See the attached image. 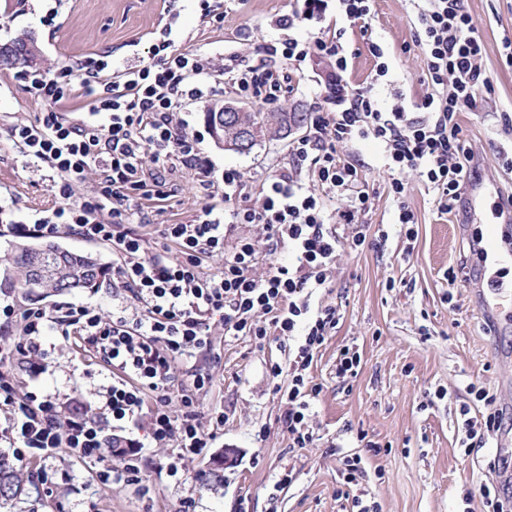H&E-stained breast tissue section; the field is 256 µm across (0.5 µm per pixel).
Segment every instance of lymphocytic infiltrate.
Returning a JSON list of instances; mask_svg holds the SVG:
<instances>
[{
  "label": "lymphocytic infiltrate",
  "instance_id": "f902f5d3",
  "mask_svg": "<svg viewBox=\"0 0 512 512\" xmlns=\"http://www.w3.org/2000/svg\"><path fill=\"white\" fill-rule=\"evenodd\" d=\"M422 2L413 43L423 59L424 92L409 105L389 110L377 97L374 81L345 82L350 57L344 32L333 21L338 15L359 28L378 60L376 79L386 77L384 50L371 39L374 0H296L291 11L271 19V33L257 49L260 63L231 48L220 67L214 56L182 47L180 12L170 4L147 59L117 67L101 53L87 57L76 71L64 66L50 75H28L45 109L35 121L15 125L12 138L26 156L48 163L55 195L65 204L35 212L31 222L11 230L22 238L49 240L65 232L111 245L119 257L112 277L142 312L130 320L110 319L83 305L20 311L12 295L0 292V330L21 326L12 346L0 348V412L8 417L7 440L20 463L46 460L67 448L95 470L100 482L118 486L142 483L147 466L137 439H124L121 459L113 461L87 410H63L52 396L34 391L18 394L14 366L23 362L31 374L42 373V338L50 332L80 339L117 373L107 391L108 413L133 424L149 415L152 441L171 442L177 449L165 465L171 477L185 461L200 456L224 426L223 413L205 420L197 407L196 396L211 385V375L199 368L184 380L176 375L179 362L210 347L213 323L233 338L263 341L274 332L300 336L289 365L271 364L270 372L288 378L275 391L288 403L283 422L293 447L312 442L308 413L318 390L308 371L338 318L333 307L311 309L310 298L325 286L342 247L365 244V217L376 198L365 188L358 166L339 158L338 144L371 140L382 147L385 189L399 223L416 221L401 179L407 170L418 173L438 212L452 211L470 176L471 152L459 136V114L494 90L482 66L484 43L464 0ZM314 55L329 59L334 69L330 103L318 107L308 133L293 143L287 167L262 181L253 204H241L242 174L227 169L218 176L207 168L200 141L187 133L181 114L220 83L264 105L279 104L293 78L302 76L303 62ZM79 94L91 97L92 105L89 117L74 120L69 112ZM148 154L171 171H193L208 199L192 223L162 225L161 236L176 248L171 258L150 254L140 231L152 216L166 213L177 193L170 179L144 167ZM302 167L316 190L298 180ZM91 172L97 176L95 191L77 197ZM333 198L336 209H327ZM142 200L154 202V210L139 208ZM238 224L263 225L265 236L239 239L225 251L224 240ZM339 224L353 226L354 235L340 236ZM281 248L288 249V262L258 273L261 256ZM216 253L224 256L223 270L205 272V258ZM175 391L181 398L176 415L166 408ZM476 398L489 412L482 420L464 419L465 448L483 447L503 421L492 396L480 390Z\"/></svg>",
  "mask_w": 512,
  "mask_h": 512
}]
</instances>
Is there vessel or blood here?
Segmentation results:
<instances>
[{
	"label": "vessel or blood",
	"mask_w": 512,
	"mask_h": 512,
	"mask_svg": "<svg viewBox=\"0 0 512 512\" xmlns=\"http://www.w3.org/2000/svg\"><path fill=\"white\" fill-rule=\"evenodd\" d=\"M502 240L499 225H486L483 238L473 248L471 260L474 278L480 283L476 292L479 309L497 335L503 332L501 319L508 299L512 298V290L506 288L503 281L495 280L488 283L484 277L488 271L512 263V250L503 249Z\"/></svg>",
	"instance_id": "obj_1"
}]
</instances>
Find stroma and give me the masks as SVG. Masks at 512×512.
Returning a JSON list of instances; mask_svg holds the SVG:
<instances>
[{
	"mask_svg": "<svg viewBox=\"0 0 512 512\" xmlns=\"http://www.w3.org/2000/svg\"><path fill=\"white\" fill-rule=\"evenodd\" d=\"M482 37L483 67L494 91L482 95L474 110L459 117L460 136L470 149L472 179L489 193L476 215L466 201L452 212L438 213L431 194L415 172L402 176L405 200L413 210L414 227L397 223L396 207L384 189L381 148L373 141L338 146L344 159L362 165L369 186L377 192L366 218L367 238L358 248L343 247L326 287L311 297L312 307H335L336 328L316 354L309 375L321 388L310 407L314 440L293 447L281 421L285 401L273 391L287 376L273 378L268 366L287 365L295 341L271 335L263 342L225 337L221 325L212 328L210 350L195 355L196 364L213 376L212 385L198 395L203 414L220 411L224 429L210 448L186 462L178 477L159 474L173 453L169 444H152L146 454L148 495L137 486L102 484L81 460L59 449L42 468L52 476L51 493L42 494L36 481L27 484V497L11 512H179L192 500V512H347L342 495L343 461L361 456L364 470L357 490L366 492L381 512H489L480 485L493 484L490 464L496 437L484 447L464 452L457 423L462 408L485 414L470 386L485 388L501 407H512V355L498 353L486 320L477 309L474 285L461 274L469 242L482 224L497 222V199L512 198V167L502 161L512 155V67L503 56V43L512 40V0H464ZM45 0H0V44L31 34L39 47L37 71L50 73L67 65L79 67L84 55L110 53L123 64L146 56L148 40L162 17L160 0H76L71 11L46 24ZM223 22L203 27L195 7L180 14L179 24L190 48L220 53L224 42L248 32L246 53H255L267 34L265 22L286 9V0H227ZM372 36L387 45L389 74L376 91L385 106L398 94L420 90L422 56L412 48L418 25L414 0H376ZM328 59L312 57L304 77L282 100L285 107L313 114L322 102ZM0 253L16 240L11 222L28 221L35 211L57 204L53 171L47 163L25 157L14 144L15 124L34 121L44 109L17 68L0 67ZM208 105L191 106L188 130L201 141L202 157L215 172L234 168L255 194L260 182L288 161V140L259 142L246 154L218 147L207 123ZM458 270L449 282V270ZM88 305L105 317L134 318L141 304L127 299L111 278L92 289L43 299ZM47 368L33 377L16 367L18 393L38 391L60 402L80 401L99 408L113 375L77 340L44 337ZM361 356L358 374L347 382L336 377V362L344 347ZM379 452L368 451L367 442ZM237 457L224 470L223 482L210 475L211 462L224 449ZM293 471L289 485H279L282 472Z\"/></svg>",
	"mask_w": 512,
	"mask_h": 512,
	"instance_id": "1",
	"label": "stroma"
}]
</instances>
